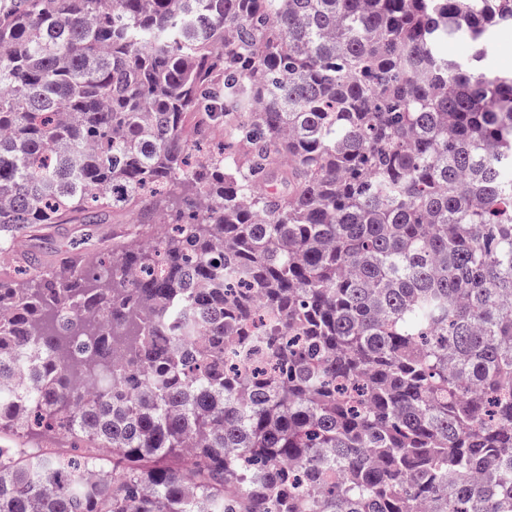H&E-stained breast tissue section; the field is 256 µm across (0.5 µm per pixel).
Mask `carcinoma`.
<instances>
[{
  "label": "carcinoma",
  "mask_w": 512,
  "mask_h": 512,
  "mask_svg": "<svg viewBox=\"0 0 512 512\" xmlns=\"http://www.w3.org/2000/svg\"><path fill=\"white\" fill-rule=\"evenodd\" d=\"M504 25L512 0H0V254L169 225L0 265V435L75 448L0 447V512H512ZM485 65L492 70L512 71V27H502L496 33ZM55 228H53L51 231L47 232L46 234L49 235V240L46 241L48 243H40L37 240L32 241V244H41L42 246H46L43 250L46 252V260L49 261H55L59 257L60 251H68L69 245L71 241L80 239L81 236L86 233L85 231H79L80 228H78V224H56ZM47 248V249H46ZM57 250L59 252H53L51 251ZM101 229L97 230L94 237L88 242V254L95 253L107 240L113 237L123 235L124 233L135 232L137 224H102Z\"/></svg>",
  "instance_id": "1"
}]
</instances>
